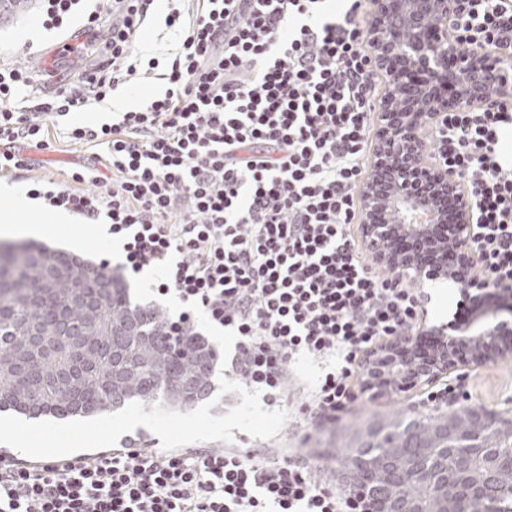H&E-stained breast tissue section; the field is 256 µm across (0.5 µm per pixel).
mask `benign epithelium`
Returning a JSON list of instances; mask_svg holds the SVG:
<instances>
[{
	"label": "benign epithelium",
	"instance_id": "obj_1",
	"mask_svg": "<svg viewBox=\"0 0 512 512\" xmlns=\"http://www.w3.org/2000/svg\"><path fill=\"white\" fill-rule=\"evenodd\" d=\"M462 0H374L370 31L375 68L390 76L382 95L372 136L371 178L357 189L364 239L372 245L375 263L412 276L417 288L428 281L450 280L464 298L483 295L485 283L470 276L467 260L475 251L476 211L464 177L427 151L419 138L424 126L448 123V112L466 102L487 103L490 89L512 90V50L496 51V60L482 47L448 41V25ZM449 202L444 251L429 236L430 228L404 229L409 217L424 212L442 223L440 203ZM406 236L421 242L426 254H398L393 241ZM512 294L485 313L478 329L450 320L429 329L441 347L422 361L413 339L399 338L379 353L372 365L371 385L377 390L418 387L466 362L471 370L512 356Z\"/></svg>",
	"mask_w": 512,
	"mask_h": 512
}]
</instances>
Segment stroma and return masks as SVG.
<instances>
[{
	"label": "stroma",
	"instance_id": "stroma-1",
	"mask_svg": "<svg viewBox=\"0 0 512 512\" xmlns=\"http://www.w3.org/2000/svg\"><path fill=\"white\" fill-rule=\"evenodd\" d=\"M27 26V32L16 31L0 38V56L5 61L26 63V43H33L38 50L54 44V37L40 30L38 19H31ZM21 154L27 160L30 177L54 181L80 192L90 190V182H74L72 174L82 168L95 166L93 147L55 135L51 138L50 148L38 150L25 146ZM2 216L7 217L11 228L15 230L14 243L39 242L77 254L97 265L106 261L114 266L120 260L121 250L113 245L107 225L87 224L74 215L70 218L65 236L55 238L46 233L51 214L43 209L39 201L0 195ZM423 290L427 295L423 302L427 311V325H438L453 318L455 303L460 297L457 285L448 282L439 288L429 282ZM426 393L427 389L423 386L386 393L372 389L352 404L336 425L317 428L289 421L273 442L284 448L297 449L308 462L318 467L322 477L334 479L339 470L336 456L349 444L352 426L385 418L402 409L418 414L448 411L447 403L440 400L427 401ZM462 393L466 402L512 417V358L496 361L472 372L470 378L462 384Z\"/></svg>",
	"mask_w": 512,
	"mask_h": 512
}]
</instances>
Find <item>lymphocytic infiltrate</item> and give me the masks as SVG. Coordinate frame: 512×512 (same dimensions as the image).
<instances>
[{
  "instance_id": "obj_1",
  "label": "lymphocytic infiltrate",
  "mask_w": 512,
  "mask_h": 512,
  "mask_svg": "<svg viewBox=\"0 0 512 512\" xmlns=\"http://www.w3.org/2000/svg\"><path fill=\"white\" fill-rule=\"evenodd\" d=\"M155 0H38L61 56L96 59L63 85L49 66L0 63V178H23L16 144L45 148L50 128L101 152L103 170L75 172L78 192L45 180L28 195L105 224L122 247L119 276L173 258L154 290L186 305L165 317L169 340L195 335L198 303L236 334L231 368L275 404L301 382L300 356L326 370L297 408L336 422L369 357L417 335L423 308L409 280L372 263L354 233L358 186L370 177L378 84L365 0H174L164 18L180 41L167 59L137 44ZM80 21L87 41L69 45ZM449 37L512 47V0H464ZM158 74L163 90L111 121L74 123L112 93ZM512 105L449 113L428 141L464 173L479 236L473 271L512 291V166L499 162ZM370 504L271 448H109L40 467L0 458V512H369Z\"/></svg>"
}]
</instances>
